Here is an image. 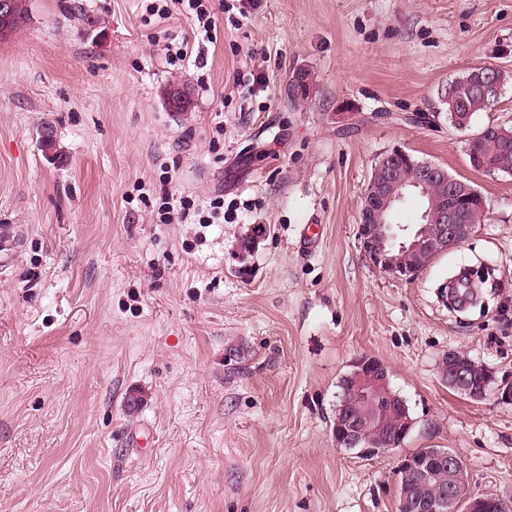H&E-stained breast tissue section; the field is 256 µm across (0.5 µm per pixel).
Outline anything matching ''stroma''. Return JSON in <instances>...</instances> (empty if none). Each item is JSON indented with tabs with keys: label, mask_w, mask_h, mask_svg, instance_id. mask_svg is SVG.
<instances>
[{
	"label": "stroma",
	"mask_w": 512,
	"mask_h": 512,
	"mask_svg": "<svg viewBox=\"0 0 512 512\" xmlns=\"http://www.w3.org/2000/svg\"><path fill=\"white\" fill-rule=\"evenodd\" d=\"M229 2L176 65L194 22H146L147 0H27L0 36V224L28 231L0 269V512H398L419 448L512 502V404L440 375L453 350L512 379V176L470 167L441 100L469 67L512 71V0ZM396 146L487 203L411 280L358 235ZM173 190L223 196V223H159ZM480 266L485 309L448 310L439 286ZM364 354L415 420L373 457L332 435Z\"/></svg>",
	"instance_id": "obj_1"
}]
</instances>
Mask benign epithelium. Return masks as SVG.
Returning a JSON list of instances; mask_svg holds the SVG:
<instances>
[{"label":"benign epithelium","instance_id":"7a95c632","mask_svg":"<svg viewBox=\"0 0 512 512\" xmlns=\"http://www.w3.org/2000/svg\"><path fill=\"white\" fill-rule=\"evenodd\" d=\"M512 74L490 65L473 67L470 80L482 97L493 102L501 95ZM485 129L468 137V152L475 167L483 170V157L478 145L489 132ZM499 153L512 152V133L504 128L494 131ZM404 160L412 166L405 174ZM414 191L426 201L424 222L413 234L400 236L387 221L389 210L406 192ZM486 213L481 193L471 184L448 173L444 167L426 160H415L401 148L383 154L375 163L371 178L361 200L359 240L366 262L373 268L397 279L411 280L437 256L457 248L473 233L479 218ZM352 394L336 409L333 437L339 448L355 449L362 455L393 450L406 431L384 432V423L376 430L368 428L356 416V403H370L376 393L388 388L390 371L381 359L362 355L353 362ZM440 373L448 386L462 395L478 401L495 390L504 404H512V382L495 383L493 372L471 359H463L450 351L441 360ZM446 472V479L428 496L412 493L403 486L400 502L403 512H490L496 508L505 512L512 504L491 495L473 496L462 461L448 450L428 448L418 455L401 457L399 473L428 475Z\"/></svg>","mask_w":512,"mask_h":512}]
</instances>
